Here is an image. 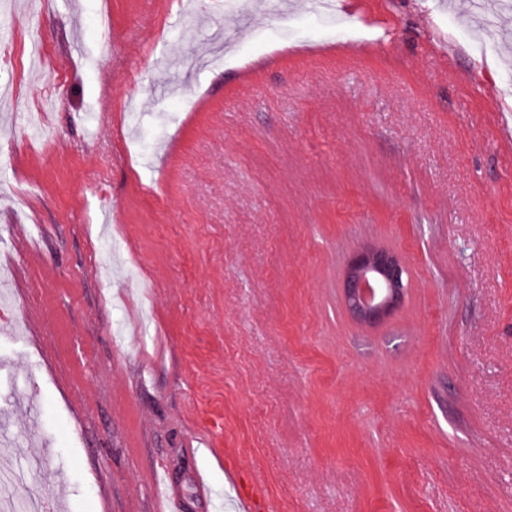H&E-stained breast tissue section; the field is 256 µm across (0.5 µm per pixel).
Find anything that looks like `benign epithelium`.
<instances>
[{
    "mask_svg": "<svg viewBox=\"0 0 512 512\" xmlns=\"http://www.w3.org/2000/svg\"><path fill=\"white\" fill-rule=\"evenodd\" d=\"M408 288V268L397 254L370 248L357 253L344 279L345 304L356 320L375 324L402 303Z\"/></svg>",
    "mask_w": 512,
    "mask_h": 512,
    "instance_id": "obj_1",
    "label": "benign epithelium"
}]
</instances>
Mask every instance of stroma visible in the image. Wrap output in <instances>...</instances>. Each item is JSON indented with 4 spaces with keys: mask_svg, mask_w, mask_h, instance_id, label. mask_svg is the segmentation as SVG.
Wrapping results in <instances>:
<instances>
[{
    "mask_svg": "<svg viewBox=\"0 0 512 512\" xmlns=\"http://www.w3.org/2000/svg\"><path fill=\"white\" fill-rule=\"evenodd\" d=\"M289 2L0 0L12 512H153L161 464L184 512H512V5ZM408 288V268L397 254L370 248L357 253L344 279L345 304L356 320L375 324L402 303Z\"/></svg>",
    "mask_w": 512,
    "mask_h": 512,
    "instance_id": "obj_1",
    "label": "stroma"
}]
</instances>
